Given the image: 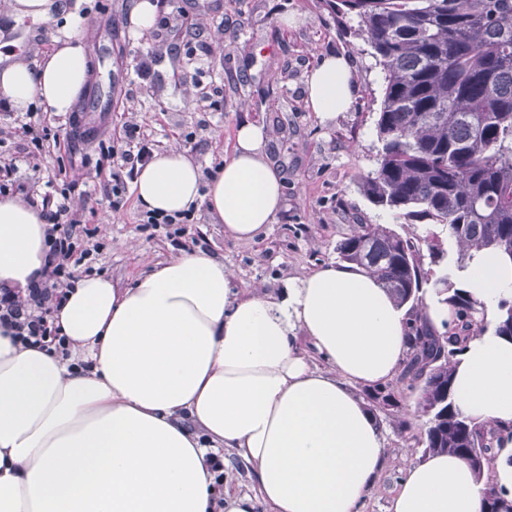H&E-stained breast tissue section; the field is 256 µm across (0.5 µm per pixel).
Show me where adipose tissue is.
<instances>
[{
	"label": "adipose tissue",
	"mask_w": 512,
	"mask_h": 512,
	"mask_svg": "<svg viewBox=\"0 0 512 512\" xmlns=\"http://www.w3.org/2000/svg\"><path fill=\"white\" fill-rule=\"evenodd\" d=\"M90 68L78 33L38 66L0 70V97L66 115ZM356 94L348 60L330 56L306 81L322 120ZM267 132L245 122L208 187L180 148L155 155L136 194L168 214L199 206L240 242L254 241L282 205ZM40 208L0 196V288L26 295L45 263ZM485 306L487 328L458 357V410L512 424V340L492 325L512 297V263L475 254L460 276ZM65 350L13 342L0 326V512H359L385 466L375 418L355 386L387 382L407 352L409 314L365 270L329 265L277 293L239 292L221 259L183 253L115 287L79 278L52 315ZM307 338L326 362L312 367ZM248 464L256 495L218 490L225 453ZM512 503V443L475 474L452 454L404 468L392 512H481L486 483Z\"/></svg>",
	"instance_id": "1"
}]
</instances>
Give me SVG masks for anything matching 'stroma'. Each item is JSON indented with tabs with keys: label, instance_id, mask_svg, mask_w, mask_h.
<instances>
[{
	"label": "stroma",
	"instance_id": "obj_1",
	"mask_svg": "<svg viewBox=\"0 0 512 512\" xmlns=\"http://www.w3.org/2000/svg\"><path fill=\"white\" fill-rule=\"evenodd\" d=\"M60 2L50 21L27 24L0 11V66L10 58L37 65L66 32L77 31L90 56L105 53L122 77L112 93L114 108L88 112L79 102L74 117H57L51 130L67 139L65 151L36 149L0 109V162L16 165L10 192L21 198L38 178L61 167L75 183L76 233L96 246L75 276L91 271L122 286L158 262L201 249L234 271L237 289L276 292L285 281L334 262L337 244L359 225L425 235L424 225L404 223L361 192L362 177L376 167L385 73L366 38L345 31L326 0H158L154 29L138 38L129 20L134 0ZM286 16L291 24H283ZM332 54L348 57L358 91L350 111L324 122L306 103L305 82ZM123 122L140 126L161 148L185 149L205 172L223 165L241 123L263 125L267 154L284 179L273 224L241 243L202 207L175 238L169 226L144 223L135 192L113 209L112 167L99 144ZM389 387L402 407L375 414L386 466L361 512H391L404 462L422 458L419 428L399 425L414 400L399 381Z\"/></svg>",
	"mask_w": 512,
	"mask_h": 512
}]
</instances>
